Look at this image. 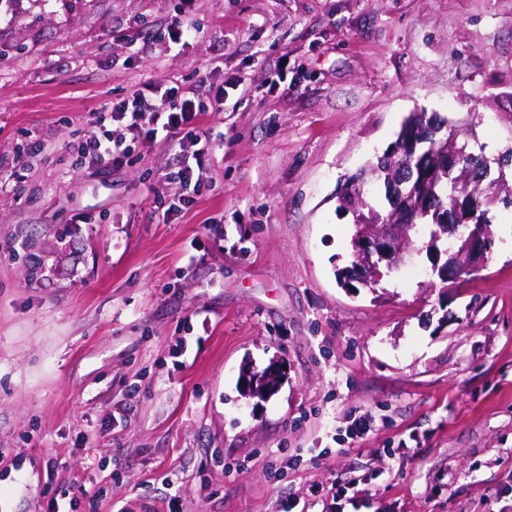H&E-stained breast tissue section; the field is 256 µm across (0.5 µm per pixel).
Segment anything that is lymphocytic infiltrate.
Returning a JSON list of instances; mask_svg holds the SVG:
<instances>
[{
	"label": "lymphocytic infiltrate",
	"instance_id": "1",
	"mask_svg": "<svg viewBox=\"0 0 512 512\" xmlns=\"http://www.w3.org/2000/svg\"><path fill=\"white\" fill-rule=\"evenodd\" d=\"M225 94L224 85L211 84L204 77L195 92L163 82L140 84L90 113L79 130V156L104 170L131 162L140 145L165 141L169 158L156 168L155 178L161 184L179 182L184 188L177 199L164 204V220H175L200 194V175L208 162L202 116L223 111Z\"/></svg>",
	"mask_w": 512,
	"mask_h": 512
}]
</instances>
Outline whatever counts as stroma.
I'll return each instance as SVG.
<instances>
[{"label":"stroma","instance_id":"1","mask_svg":"<svg viewBox=\"0 0 512 512\" xmlns=\"http://www.w3.org/2000/svg\"><path fill=\"white\" fill-rule=\"evenodd\" d=\"M203 74L230 90L178 223L166 143L78 165L79 117ZM413 112L512 187V0H0V165H28L0 189V512H67L80 480L78 512H322L352 479L344 512H512V208L460 288L423 254L375 291L336 277V195Z\"/></svg>","mask_w":512,"mask_h":512}]
</instances>
